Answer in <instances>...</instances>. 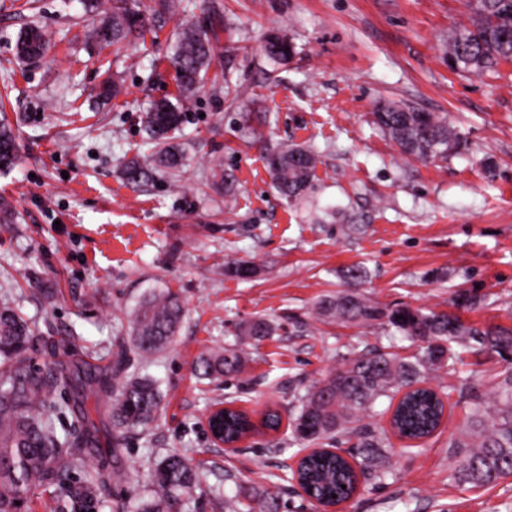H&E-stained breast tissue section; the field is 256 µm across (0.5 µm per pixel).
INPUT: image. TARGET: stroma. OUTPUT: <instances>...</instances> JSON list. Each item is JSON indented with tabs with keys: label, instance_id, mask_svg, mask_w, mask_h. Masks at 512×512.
<instances>
[{
	"label": "stroma",
	"instance_id": "stroma-1",
	"mask_svg": "<svg viewBox=\"0 0 512 512\" xmlns=\"http://www.w3.org/2000/svg\"><path fill=\"white\" fill-rule=\"evenodd\" d=\"M146 35L149 52L113 57L91 36L99 23L82 0H38L36 11L0 0V78L11 84L7 114L16 122L20 161L0 173V296L10 297L45 342L40 365L61 360L56 344L112 362L124 312L146 293L177 292L185 318L172 346L147 371L163 409L152 428L127 434L106 468L148 470L171 452L191 457L206 489L178 512H222L236 480L274 489L277 512H322L285 476L303 449L288 428L258 433L225 452L204 428L208 410L228 400L259 415L296 414L298 394L325 378L354 348L416 346L387 326H341L318 318L315 302L363 264L360 291L392 308L453 311L458 290L479 305L463 319L512 326V63L497 74L452 72L441 49L450 29L469 24L468 0H177ZM212 23L220 46L215 70L244 99L264 136L239 126L224 86L204 82L176 137L183 172L134 186L124 161L148 153L142 115L178 94L173 45L183 28ZM38 23L49 39L40 60L20 62V31ZM285 30L297 53L272 70L262 44ZM124 80L107 104L95 93L106 73ZM405 102L445 118L463 138L448 160L403 156L373 123L385 103ZM295 143L320 159L299 200L278 197L262 160L264 146ZM494 177H487L486 162ZM233 173L235 195L207 188L215 171ZM232 261L252 262L251 278L229 277ZM258 317L276 331L253 349L243 379L209 382L195 363L230 347ZM498 356L465 357L458 376L434 374L450 390L436 433L406 446L391 436L393 475L364 485L345 512H512V477L492 488L455 482L448 446L466 427L469 405L452 392L458 378L489 396L505 369Z\"/></svg>",
	"mask_w": 512,
	"mask_h": 512
}]
</instances>
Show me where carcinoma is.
I'll use <instances>...</instances> for the list:
<instances>
[{
  "label": "carcinoma",
  "instance_id": "obj_1",
  "mask_svg": "<svg viewBox=\"0 0 512 512\" xmlns=\"http://www.w3.org/2000/svg\"><path fill=\"white\" fill-rule=\"evenodd\" d=\"M86 11L104 12L109 19L95 32L97 40L116 55L144 37L156 21V11L136 10L128 0H85ZM475 16L469 26L448 32L445 56L457 74H494L502 62H512V0H470ZM215 37L206 26L183 30L174 51L179 94L176 101L150 104L144 128L151 153L131 159L122 169L130 185L152 180L160 170L180 172L185 156L170 133L181 125L193 91L204 81L215 56ZM22 61L42 58L48 45L38 25L25 28L17 39ZM263 52L275 68L296 54L287 35L273 30ZM122 93L114 77L100 84L99 96L110 100ZM375 123L400 151L422 160L446 159L460 145V135L448 122L408 104H388L374 112ZM19 157L17 137L6 116L0 117V169L10 170ZM264 159L273 188L288 201L301 198L316 178L317 155L299 144L265 149ZM366 277L365 267L353 264L344 271L348 288L318 300L316 314L340 324L370 325L382 321L413 344L418 353L404 356L393 351H368L344 359L342 365L315 382L299 397V413L289 419L293 438L303 444L343 434L357 439L353 461L333 454H311L301 462L299 477L312 497L332 505L354 495L360 480L382 482L393 476L391 443L363 423L375 413L376 403L397 400L390 426L402 439L420 441L434 433L444 415L440 395L424 388L429 375L451 369L461 359L456 348L478 358L495 354L510 367L495 376L492 404L473 399L468 425L453 442L459 464L452 478L473 488H488L512 476V327L476 325L458 315L410 306L386 308L352 286ZM185 312L171 290L151 291L127 316V335L120 337L117 357L104 371L84 360L41 367L33 354L44 337L12 302L0 301V512H26L29 501L53 490L52 512H100L107 486L116 480L129 485L144 483L146 496L135 512H175L179 505L204 493L200 473L181 454L161 458L147 474L128 469L109 473L89 464L98 452V429L85 407L86 392L109 401L112 449L124 435L148 429L158 418L162 393L145 372L148 359L171 346ZM265 318L241 327L240 342L202 354L196 373L213 382L244 372L248 348L274 334ZM71 418L70 429L57 432V422ZM252 428L242 412H227L225 440L234 441ZM273 493L246 484L224 498V512H276Z\"/></svg>",
  "mask_w": 512,
  "mask_h": 512
}]
</instances>
